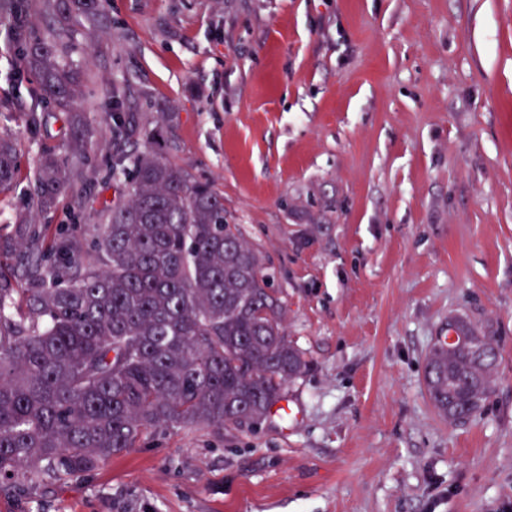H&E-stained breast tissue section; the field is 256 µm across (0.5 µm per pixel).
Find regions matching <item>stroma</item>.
Here are the masks:
<instances>
[{"instance_id":"stroma-1","label":"stroma","mask_w":512,"mask_h":512,"mask_svg":"<svg viewBox=\"0 0 512 512\" xmlns=\"http://www.w3.org/2000/svg\"><path fill=\"white\" fill-rule=\"evenodd\" d=\"M107 34L74 56L95 108L37 107L0 27V274L38 159L92 135L39 227L91 230L122 199L102 102L224 197L312 363L295 417L160 432L85 480L0 492V512H512V0H103ZM109 55H92L97 38ZM41 115L32 123V115ZM496 336L480 419L453 423L425 383L448 317ZM123 98L124 93L122 89L118 87L112 88L111 95L104 104L105 108L111 111L105 112L106 121L112 120V122L115 124L117 131L133 133L135 131L134 125H132L130 122L128 123V125H126V123L121 119L120 116L121 110L123 108ZM18 174V155L15 142L0 136V192L13 185Z\"/></svg>"}]
</instances>
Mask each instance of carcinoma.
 Returning <instances> with one entry per match:
<instances>
[{
    "mask_svg": "<svg viewBox=\"0 0 512 512\" xmlns=\"http://www.w3.org/2000/svg\"><path fill=\"white\" fill-rule=\"evenodd\" d=\"M102 2L56 0V22L42 31L33 21L40 0H0V26L44 107L83 111L70 32L102 22ZM123 98L112 89L106 119L132 133ZM89 149L79 134L69 164L44 150L30 193L36 212L19 227L25 259L15 281L0 278V479L20 494L32 482L86 478L159 430L257 425L310 368L224 197L151 149L114 156L113 168L132 165L127 200L101 211L91 241L75 225L48 239L36 213L73 190ZM17 174L15 142L0 136V192ZM448 325L478 340L485 360L438 340L427 390L448 420H475L494 382L495 337L462 314Z\"/></svg>",
    "mask_w": 512,
    "mask_h": 512,
    "instance_id": "obj_1",
    "label": "carcinoma"
}]
</instances>
